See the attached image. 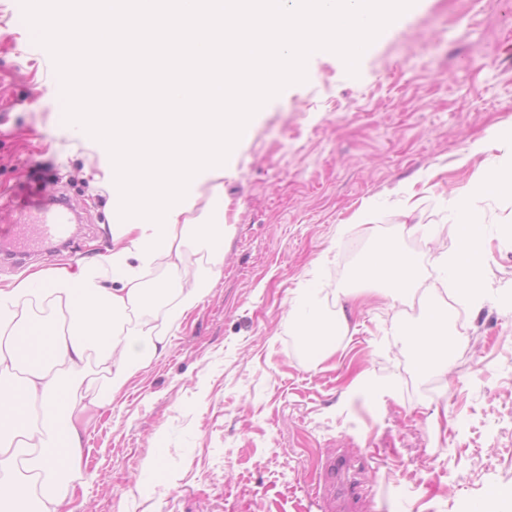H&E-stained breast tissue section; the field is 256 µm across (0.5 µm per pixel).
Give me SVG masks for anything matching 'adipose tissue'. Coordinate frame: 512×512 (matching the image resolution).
<instances>
[{
    "instance_id": "1",
    "label": "adipose tissue",
    "mask_w": 512,
    "mask_h": 512,
    "mask_svg": "<svg viewBox=\"0 0 512 512\" xmlns=\"http://www.w3.org/2000/svg\"><path fill=\"white\" fill-rule=\"evenodd\" d=\"M413 0H77L36 11L59 28L79 61V87L67 117L78 136L112 158V239L106 255L65 268L39 269L0 287V512H74L60 491L84 458L85 424L129 379L165 352L174 323L208 294L232 227L224 220V178L233 171L263 100L305 78L306 59L331 48L350 62L364 56ZM113 40L112 86L150 72L165 90L164 121L133 101L102 114L93 94L106 60L89 53ZM157 43L160 51H121L120 43ZM512 175V156L487 169L461 195L454 227L463 246L440 251V274L424 281L417 261L390 240L353 270L363 289L339 292L325 319L316 291L292 295L288 317L312 366L342 349L355 310L402 305L418 289L433 297L419 322L392 341L426 373L447 375L462 338L448 331V304L485 300L478 240L468 231L490 186ZM207 267L187 269L190 246ZM158 284L163 319L146 318L147 275ZM64 448H57V440Z\"/></svg>"
}]
</instances>
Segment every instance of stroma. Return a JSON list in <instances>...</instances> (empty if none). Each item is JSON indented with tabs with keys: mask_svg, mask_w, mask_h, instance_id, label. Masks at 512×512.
<instances>
[{
	"mask_svg": "<svg viewBox=\"0 0 512 512\" xmlns=\"http://www.w3.org/2000/svg\"><path fill=\"white\" fill-rule=\"evenodd\" d=\"M60 97L19 0H0V193L45 174L83 216L70 247L0 269V284L112 248V161L79 139ZM506 127L512 0H416L358 62L313 56L304 81L266 99L224 180L235 230L208 295L90 418L87 461L64 488L75 512H341L314 498L331 454L354 465L352 512H512L500 495L512 488V191L488 190L475 218L489 296L461 313L448 378L391 344L397 320L418 319L406 307L358 311L316 369L288 323L303 286L333 315L375 237L432 274L438 246L459 248L454 203L503 160L492 134ZM442 409L448 423L434 426Z\"/></svg>",
	"mask_w": 512,
	"mask_h": 512,
	"instance_id": "1",
	"label": "stroma"
}]
</instances>
